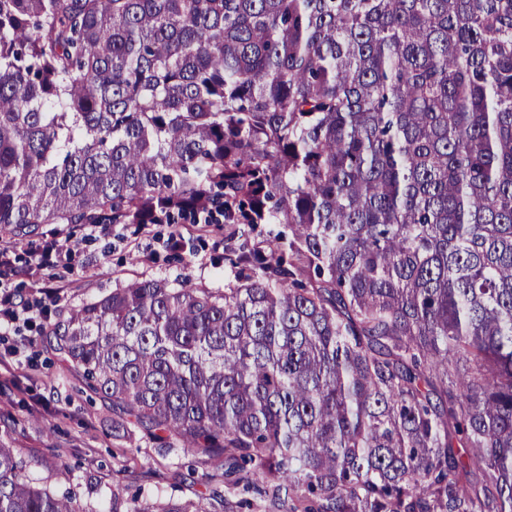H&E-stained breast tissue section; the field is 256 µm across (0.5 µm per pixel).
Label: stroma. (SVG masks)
Returning <instances> with one entry per match:
<instances>
[{
  "mask_svg": "<svg viewBox=\"0 0 512 512\" xmlns=\"http://www.w3.org/2000/svg\"><path fill=\"white\" fill-rule=\"evenodd\" d=\"M174 229L183 237V251L178 256L166 247ZM229 233L227 226L189 219L175 227L153 224L141 229L119 224L108 233L86 239L78 252L62 258L40 280L22 273L1 275L0 286L16 290L30 301L54 296L55 308L66 310L134 280H165L175 288L187 282L221 289L232 279L224 252L240 244ZM9 346L34 364L23 389L0 399V414L16 422L14 445L29 459L32 479L87 495L99 512L112 508V480L116 477L130 491L153 497L193 500L206 490L203 467L195 466L181 449L163 450L144 441L139 447L118 450L103 423L106 405L44 347L36 331L24 328L7 333L0 340V353ZM58 457L68 465L66 474L56 471L54 460Z\"/></svg>",
  "mask_w": 512,
  "mask_h": 512,
  "instance_id": "obj_1",
  "label": "stroma"
}]
</instances>
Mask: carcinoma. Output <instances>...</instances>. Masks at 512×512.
Masks as SVG:
<instances>
[{
    "mask_svg": "<svg viewBox=\"0 0 512 512\" xmlns=\"http://www.w3.org/2000/svg\"><path fill=\"white\" fill-rule=\"evenodd\" d=\"M214 209L287 247L36 313L112 438L271 512H512V0H0L3 240ZM14 431L0 512H98Z\"/></svg>",
    "mask_w": 512,
    "mask_h": 512,
    "instance_id": "cac0c4a2",
    "label": "carcinoma"
}]
</instances>
